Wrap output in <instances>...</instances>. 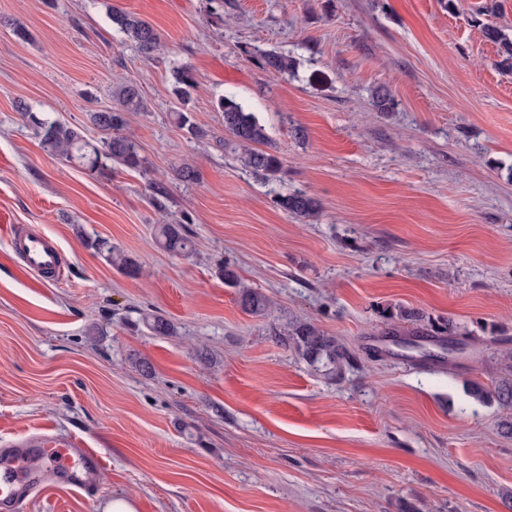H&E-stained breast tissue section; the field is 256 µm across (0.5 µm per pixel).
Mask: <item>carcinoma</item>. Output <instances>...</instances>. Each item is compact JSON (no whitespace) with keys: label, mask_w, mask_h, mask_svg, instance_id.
Masks as SVG:
<instances>
[{"label":"carcinoma","mask_w":512,"mask_h":512,"mask_svg":"<svg viewBox=\"0 0 512 512\" xmlns=\"http://www.w3.org/2000/svg\"><path fill=\"white\" fill-rule=\"evenodd\" d=\"M110 20L145 58L152 59L162 50V35L148 21L116 8L110 10ZM483 30L485 37L498 44L506 59L511 61L512 39L492 24L485 25ZM261 65L266 70L286 74L293 69L294 61L286 55L269 52L261 55ZM171 77L172 94L180 103V107L173 112L177 125L191 136L203 134L188 109L190 89L195 84L192 71L185 66H175L171 70ZM111 96V106L89 113L90 124L99 134L95 142L85 139L80 130L35 112L26 102H18L16 108L40 139L43 150L52 156L75 163L91 173L108 169L110 163L124 169L141 170L146 167L147 161L139 143L129 133L132 116L144 110L141 90L132 83H120L111 90ZM216 107L223 114L224 134L214 137L215 146L234 154L240 165L255 175L266 178L277 176L283 167L282 159L269 150L270 137L256 114L247 111L233 96L219 98ZM374 107L379 112L394 110V95L385 87L378 88ZM277 204L296 218H309L316 210L314 199L301 191L279 196ZM155 236L159 245L171 254L185 258L194 255V242L181 224H158ZM94 247L125 273L131 275L138 272L137 261L113 246L110 240L100 238L94 241ZM224 283L238 289L237 301L244 312L256 316L268 315V299L258 291L239 287L235 272L227 266L224 267ZM145 320L154 336L176 334L173 323L161 314H150ZM278 336L280 342L296 348L312 366L339 373L353 364L354 357L344 345L310 323L295 324L291 329L278 333Z\"/></svg>","instance_id":"1"}]
</instances>
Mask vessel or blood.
<instances>
[{
  "label": "vessel or blood",
  "instance_id": "1",
  "mask_svg": "<svg viewBox=\"0 0 512 512\" xmlns=\"http://www.w3.org/2000/svg\"><path fill=\"white\" fill-rule=\"evenodd\" d=\"M0 226L6 227L12 255L21 257V274L36 275L40 281L58 278L62 253L46 234L21 232L10 216L0 211ZM104 463L95 452L83 448L76 438L25 437L0 450V512H16L17 477L28 472L30 491L39 492L54 481L85 490L98 486Z\"/></svg>",
  "mask_w": 512,
  "mask_h": 512
}]
</instances>
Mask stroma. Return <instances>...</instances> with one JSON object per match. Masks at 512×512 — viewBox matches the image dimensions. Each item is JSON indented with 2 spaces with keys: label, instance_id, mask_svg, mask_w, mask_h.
<instances>
[{
  "label": "stroma",
  "instance_id": "35a3bbf8",
  "mask_svg": "<svg viewBox=\"0 0 512 512\" xmlns=\"http://www.w3.org/2000/svg\"><path fill=\"white\" fill-rule=\"evenodd\" d=\"M113 5L161 33L155 59L113 27ZM212 7L0 0V209L69 260L36 286L0 238V448L74 437L105 462L94 494L51 487L19 512H102L115 495L136 512H512V405L493 394L512 382V71L482 33L512 37V0H224L220 23ZM268 51L294 72L263 69ZM175 65L194 74L208 137L172 119ZM120 82L146 104L131 123L138 172L49 156L16 110L86 132ZM382 85L395 111H375ZM223 95L266 126L278 176L215 148ZM185 162L196 180L175 179ZM297 190L312 217L278 206ZM162 222L186 228L193 258L160 247ZM224 265L271 300L268 316L240 309ZM148 313L176 335H151ZM296 321L356 365H308L272 334ZM445 322L463 336L452 354L389 340ZM93 245L98 253L112 263V266L130 275L138 272L139 265L137 261L126 255L116 246H113L109 239L100 238L94 241Z\"/></svg>",
  "mask_w": 512,
  "mask_h": 512
}]
</instances>
